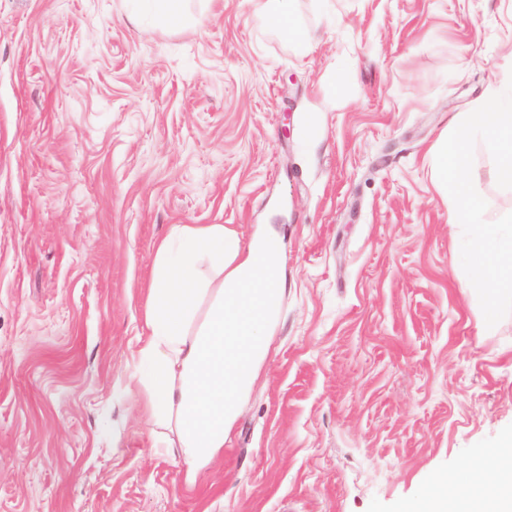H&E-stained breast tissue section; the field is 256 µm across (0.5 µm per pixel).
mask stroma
I'll use <instances>...</instances> for the list:
<instances>
[{"label":"stroma","instance_id":"stroma-1","mask_svg":"<svg viewBox=\"0 0 512 512\" xmlns=\"http://www.w3.org/2000/svg\"><path fill=\"white\" fill-rule=\"evenodd\" d=\"M0 0V512H401L512 435L432 150L512 81V0ZM476 144L486 220L512 189ZM284 237L268 359L186 484L136 398L157 243ZM291 0H254L256 10L272 26L283 32L289 40L299 41L304 38L292 19Z\"/></svg>","mask_w":512,"mask_h":512}]
</instances>
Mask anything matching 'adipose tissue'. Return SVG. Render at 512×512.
<instances>
[{"instance_id":"1","label":"adipose tissue","mask_w":512,"mask_h":512,"mask_svg":"<svg viewBox=\"0 0 512 512\" xmlns=\"http://www.w3.org/2000/svg\"><path fill=\"white\" fill-rule=\"evenodd\" d=\"M283 276L272 227L249 240L221 224H176L156 250L139 350L140 404L171 426L185 481L220 456L266 361ZM405 512H512V437L440 475Z\"/></svg>"}]
</instances>
